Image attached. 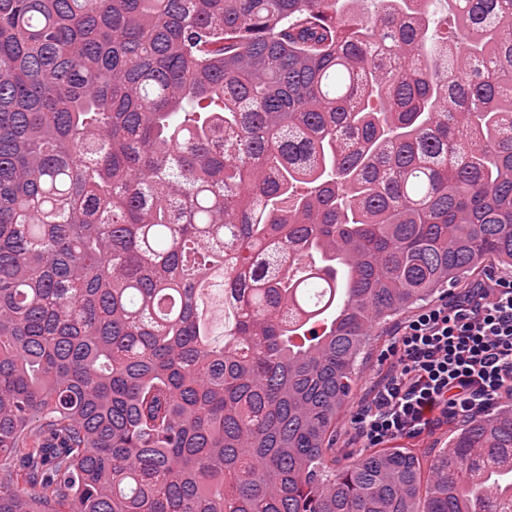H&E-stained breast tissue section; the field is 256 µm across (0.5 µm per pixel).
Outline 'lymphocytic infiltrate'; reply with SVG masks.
<instances>
[{
	"mask_svg": "<svg viewBox=\"0 0 512 512\" xmlns=\"http://www.w3.org/2000/svg\"><path fill=\"white\" fill-rule=\"evenodd\" d=\"M386 373L353 418L365 447L417 437L512 401V279L486 274L395 328Z\"/></svg>",
	"mask_w": 512,
	"mask_h": 512,
	"instance_id": "f902f5d3",
	"label": "lymphocytic infiltrate"
}]
</instances>
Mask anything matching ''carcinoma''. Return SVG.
<instances>
[{"instance_id": "obj_1", "label": "carcinoma", "mask_w": 512, "mask_h": 512, "mask_svg": "<svg viewBox=\"0 0 512 512\" xmlns=\"http://www.w3.org/2000/svg\"><path fill=\"white\" fill-rule=\"evenodd\" d=\"M361 2L0 0V512H512L509 405L336 468L373 326L512 266V0ZM208 311L206 313L211 334L217 340H221L224 335V325L226 321V309H224V303L218 299L208 300Z\"/></svg>"}]
</instances>
